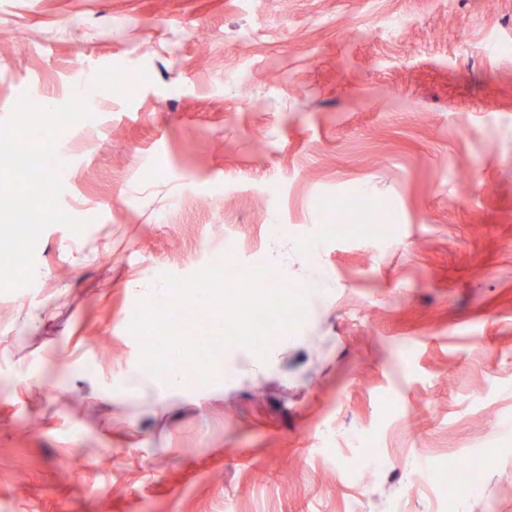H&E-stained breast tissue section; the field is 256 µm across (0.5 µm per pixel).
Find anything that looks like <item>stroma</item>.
<instances>
[{
  "mask_svg": "<svg viewBox=\"0 0 512 512\" xmlns=\"http://www.w3.org/2000/svg\"><path fill=\"white\" fill-rule=\"evenodd\" d=\"M0 29V122L99 113L55 141L80 238L0 292V512H512V52L481 51L512 0H0ZM362 190L389 234L334 232ZM228 256L306 321L231 381L113 395L139 283ZM481 463L476 460H468L463 462L452 480L448 482V493H457L458 490H466L468 494L477 492L478 485L475 473L480 468Z\"/></svg>",
  "mask_w": 512,
  "mask_h": 512,
  "instance_id": "1",
  "label": "stroma"
}]
</instances>
